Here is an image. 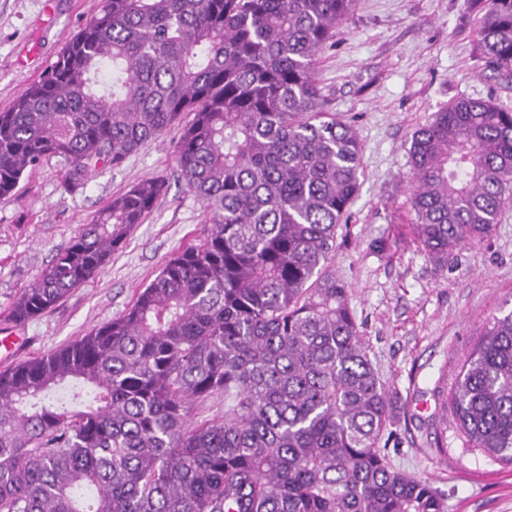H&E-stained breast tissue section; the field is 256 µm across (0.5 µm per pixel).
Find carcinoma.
<instances>
[{"mask_svg":"<svg viewBox=\"0 0 512 512\" xmlns=\"http://www.w3.org/2000/svg\"><path fill=\"white\" fill-rule=\"evenodd\" d=\"M480 3L486 66L512 79V0ZM354 6L101 0L0 112V198L51 155L75 193L180 124L179 177L209 221L125 312L0 372V512H444L380 446L390 397L328 271L362 147L325 111L314 69ZM409 154L416 240L446 263L512 199V110L456 99ZM163 190L146 177L112 198L15 298L11 321L102 271ZM216 395L224 419L188 420ZM449 408L463 447L512 465V310L485 325Z\"/></svg>","mask_w":512,"mask_h":512,"instance_id":"carcinoma-1","label":"carcinoma"}]
</instances>
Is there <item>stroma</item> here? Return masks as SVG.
I'll use <instances>...</instances> for the list:
<instances>
[{"label": "stroma", "mask_w": 512, "mask_h": 512, "mask_svg": "<svg viewBox=\"0 0 512 512\" xmlns=\"http://www.w3.org/2000/svg\"><path fill=\"white\" fill-rule=\"evenodd\" d=\"M100 0H0V111L51 65ZM475 0H357L319 55L326 108L353 125L362 145L359 193L329 269L343 279L393 402L387 454L398 471L427 480L445 512H512V467L463 447L444 401L493 315L512 310V199L492 234L435 262L417 243L410 205L411 136L460 98L512 108V83L489 70L477 45ZM171 128L120 166L99 168L73 194L52 156L0 199V327L23 288L109 203L143 178L166 190L105 270L50 312L19 328L0 371L45 355L131 306L180 248L202 238L207 215L179 179ZM387 240L385 251L374 243Z\"/></svg>", "instance_id": "obj_1"}]
</instances>
